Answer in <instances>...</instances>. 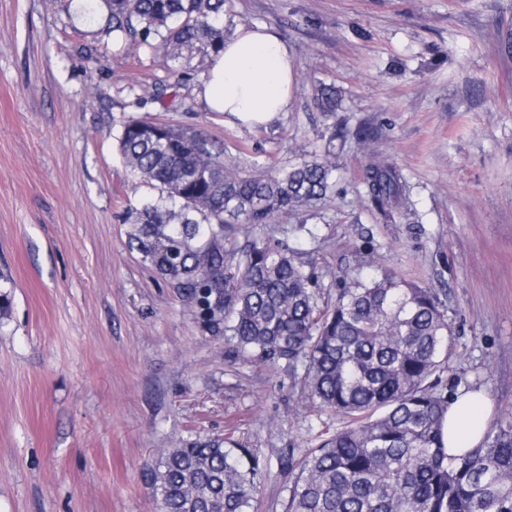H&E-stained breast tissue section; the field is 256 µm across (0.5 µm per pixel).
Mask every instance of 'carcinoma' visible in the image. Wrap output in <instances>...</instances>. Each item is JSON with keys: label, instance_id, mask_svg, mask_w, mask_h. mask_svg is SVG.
Returning <instances> with one entry per match:
<instances>
[{"label": "carcinoma", "instance_id": "obj_1", "mask_svg": "<svg viewBox=\"0 0 512 512\" xmlns=\"http://www.w3.org/2000/svg\"><path fill=\"white\" fill-rule=\"evenodd\" d=\"M103 2L101 32L117 43L171 61L194 49L205 63L224 49L227 0ZM313 102L332 114L339 91L321 83ZM118 144L130 172L158 192L130 233L143 259L210 331L288 369L304 402L346 420L302 458L293 448L284 455L285 512H512V412L475 448L450 454L443 442L456 391L440 387V374L454 337L435 289L385 270L344 282L324 306L308 258L257 234L324 198L334 187V158L244 175L209 139L138 119L124 124ZM364 184L381 216L412 211L407 181L392 164L370 162ZM226 443L198 436L161 454L147 474L159 512H251L259 461Z\"/></svg>", "mask_w": 512, "mask_h": 512}]
</instances>
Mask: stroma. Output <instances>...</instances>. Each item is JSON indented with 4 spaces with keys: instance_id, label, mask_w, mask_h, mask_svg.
<instances>
[{
    "instance_id": "1",
    "label": "stroma",
    "mask_w": 512,
    "mask_h": 512,
    "mask_svg": "<svg viewBox=\"0 0 512 512\" xmlns=\"http://www.w3.org/2000/svg\"><path fill=\"white\" fill-rule=\"evenodd\" d=\"M234 26L276 29L295 89L275 123L207 111L196 57L99 42L74 0H0V512H159L163 449L230 438L262 470L254 512H283L279 459L344 425L302 405L287 371L238 356L132 248L150 189L117 139L131 119L189 129L242 172L332 151L336 190L260 232L304 251L325 301L339 278L393 270L434 288L456 353L442 375L512 411V0H227ZM343 103L327 117L318 82ZM373 139L360 147L354 134ZM401 170L414 223L384 220L370 156Z\"/></svg>"
}]
</instances>
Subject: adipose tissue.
Returning a JSON list of instances; mask_svg holds the SVG:
<instances>
[{"instance_id":"adipose-tissue-1","label":"adipose tissue","mask_w":512,"mask_h":512,"mask_svg":"<svg viewBox=\"0 0 512 512\" xmlns=\"http://www.w3.org/2000/svg\"><path fill=\"white\" fill-rule=\"evenodd\" d=\"M293 55L269 26L241 27L214 56L200 87L207 111L246 127L269 126L287 112L293 94ZM491 406L480 391H464L448 409L443 429L451 450L476 447L489 424Z\"/></svg>"}]
</instances>
